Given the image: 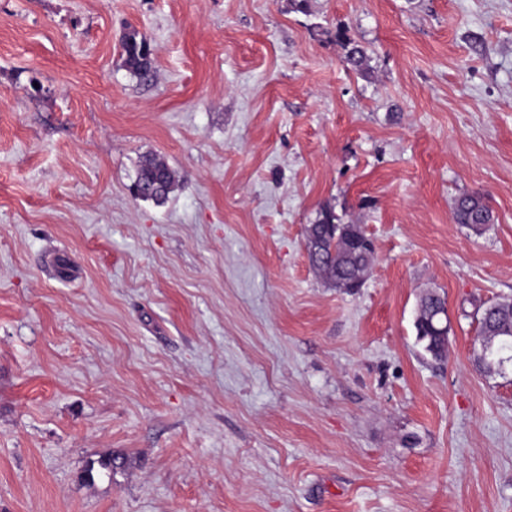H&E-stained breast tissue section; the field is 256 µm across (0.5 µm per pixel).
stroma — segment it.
Wrapping results in <instances>:
<instances>
[{"instance_id":"stroma-1","label":"stroma","mask_w":512,"mask_h":512,"mask_svg":"<svg viewBox=\"0 0 512 512\" xmlns=\"http://www.w3.org/2000/svg\"><path fill=\"white\" fill-rule=\"evenodd\" d=\"M324 208L357 290L308 261ZM510 299L512 0H0V512H512L473 318ZM124 64L126 68L137 76L149 74L155 63V49L148 38L132 29L122 38ZM336 43L342 49L343 62L352 70L365 73L368 69L369 56L366 49L343 29L336 30ZM141 199L163 203L176 185V177L169 166L157 155H145L140 162L137 180ZM454 214L458 224L482 231L493 222L492 212L478 192L463 193L454 200ZM365 237L361 225L343 224L332 209L320 213L314 224L306 228V247L315 270L330 285L349 288L364 282L374 259V249L363 254L352 240ZM368 238V237H367ZM444 309L448 319L444 298L436 292L428 291L420 300L419 313L415 322L418 342L422 343L425 351L435 359H442L448 354L447 342L432 328L433 323L437 326L444 323V320L438 322L440 316H437Z\"/></svg>"}]
</instances>
